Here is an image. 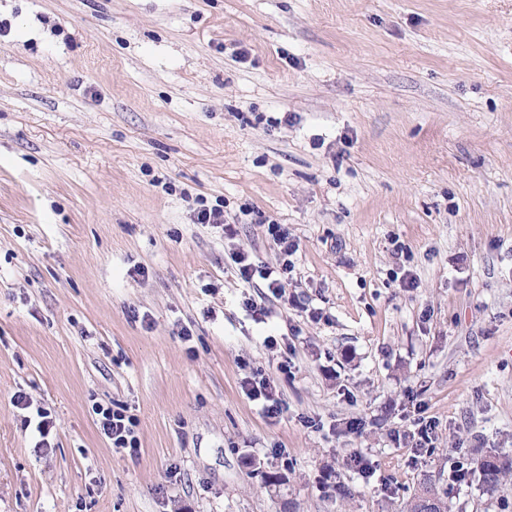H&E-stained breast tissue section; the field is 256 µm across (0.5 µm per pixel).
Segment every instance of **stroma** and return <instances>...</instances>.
Here are the masks:
<instances>
[{
  "label": "stroma",
  "instance_id": "stroma-1",
  "mask_svg": "<svg viewBox=\"0 0 512 512\" xmlns=\"http://www.w3.org/2000/svg\"><path fill=\"white\" fill-rule=\"evenodd\" d=\"M253 210L299 244L295 305L236 276L232 253L279 260ZM99 404L136 415L138 456ZM418 407L426 452L396 439ZM490 449L512 455V0H0V512H400L430 482L512 512V483L454 478ZM243 387L247 388L248 394L253 399L263 397L264 403L262 406L263 414L267 418H277L283 413V401L277 386L270 381L269 378H264L262 381L253 383L251 379H246L243 382ZM126 407L114 409L110 406L97 405L96 425L100 433L109 441L115 453H128L136 456L139 453L140 441L135 434L137 420L128 415Z\"/></svg>",
  "mask_w": 512,
  "mask_h": 512
}]
</instances>
